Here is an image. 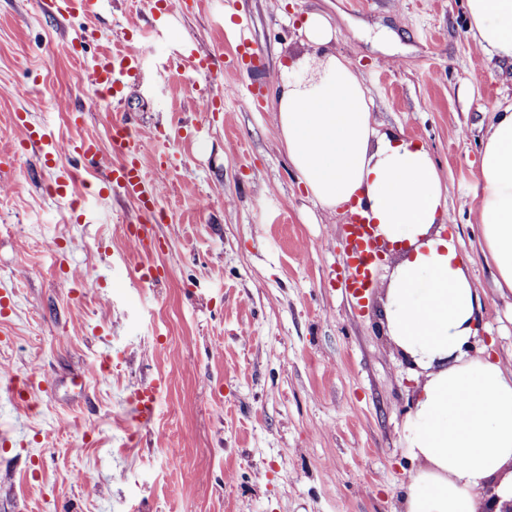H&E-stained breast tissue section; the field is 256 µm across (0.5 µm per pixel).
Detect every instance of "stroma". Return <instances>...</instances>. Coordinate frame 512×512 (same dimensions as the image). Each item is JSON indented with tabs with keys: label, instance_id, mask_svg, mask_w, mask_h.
<instances>
[{
	"label": "stroma",
	"instance_id": "1",
	"mask_svg": "<svg viewBox=\"0 0 512 512\" xmlns=\"http://www.w3.org/2000/svg\"><path fill=\"white\" fill-rule=\"evenodd\" d=\"M315 11L377 126L429 150L481 288L470 353L512 366V293L492 284L477 212L512 60L481 59L467 0H104L89 20L0 0V152L14 158L0 170V512H401L417 382L380 325L392 260L375 261L365 298L346 293L349 213L309 196L273 112L282 63L310 53L298 22ZM238 33L257 66L233 64ZM124 46L146 56L107 106L88 75ZM182 56L228 59L207 84L219 110L202 107L190 69L173 71ZM240 82L260 98L226 95ZM18 112L37 146H22ZM116 116L135 125L165 214L148 258L125 243L136 204L101 191ZM78 137L97 139L101 163L63 199L48 187ZM151 266L165 275L149 284ZM32 374L17 397L13 380ZM160 379L145 430L132 400Z\"/></svg>",
	"mask_w": 512,
	"mask_h": 512
}]
</instances>
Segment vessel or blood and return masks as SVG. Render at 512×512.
<instances>
[{"label":"vessel or blood","mask_w":512,"mask_h":512,"mask_svg":"<svg viewBox=\"0 0 512 512\" xmlns=\"http://www.w3.org/2000/svg\"><path fill=\"white\" fill-rule=\"evenodd\" d=\"M99 0H43V8L62 17H92L96 14ZM140 67L138 56L129 51H119L99 58L89 74V82L95 92H102L109 98L121 96L122 77L135 76ZM112 148L119 154L117 162L109 165L104 181L112 187H120L124 194L137 204L142 215L126 235L130 246L142 254H150L155 249L151 222L156 215L155 197L145 187L139 140L123 120L112 121ZM67 154L99 161L101 150L96 139L81 137L66 142ZM352 250L349 256L348 273L343 280L345 290L352 297H359L371 288L372 231L364 220H357L349 230ZM158 385H150L139 390L133 401L132 417L141 427H149L156 414Z\"/></svg>","instance_id":"1"}]
</instances>
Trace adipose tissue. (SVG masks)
Here are the masks:
<instances>
[{"label":"adipose tissue","instance_id":"ef3b65f1","mask_svg":"<svg viewBox=\"0 0 512 512\" xmlns=\"http://www.w3.org/2000/svg\"><path fill=\"white\" fill-rule=\"evenodd\" d=\"M476 47L512 59V0H468ZM300 32L323 49L310 75L277 84L275 120L288 160L323 208L351 204L396 256L382 284V325L418 381L406 440L418 461L403 512H478L512 503V368L474 357L482 318L469 259L445 224L446 187L425 146L380 130L335 31L311 12ZM478 182L482 239L497 287L512 290V106L494 112Z\"/></svg>","mask_w":512,"mask_h":512}]
</instances>
